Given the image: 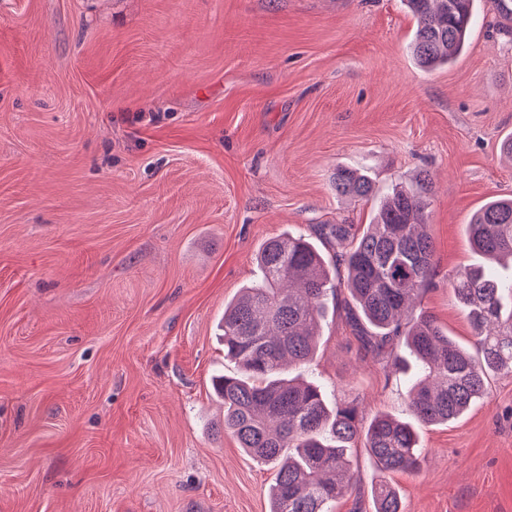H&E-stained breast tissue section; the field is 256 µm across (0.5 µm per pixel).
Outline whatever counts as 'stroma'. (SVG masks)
<instances>
[{
    "mask_svg": "<svg viewBox=\"0 0 512 512\" xmlns=\"http://www.w3.org/2000/svg\"><path fill=\"white\" fill-rule=\"evenodd\" d=\"M455 63L413 61L401 0H0V512H268L275 471L219 432L224 304L267 239L362 230L378 190L432 178L417 310L464 346L448 277L471 215L512 197V19L475 0ZM346 290L303 372L364 418L409 382L361 349ZM422 426L403 512H512V376ZM335 512H372L375 468ZM331 184L336 195L358 201H373L378 193L367 175L346 167H336Z\"/></svg>",
    "mask_w": 512,
    "mask_h": 512,
    "instance_id": "obj_1",
    "label": "stroma"
}]
</instances>
